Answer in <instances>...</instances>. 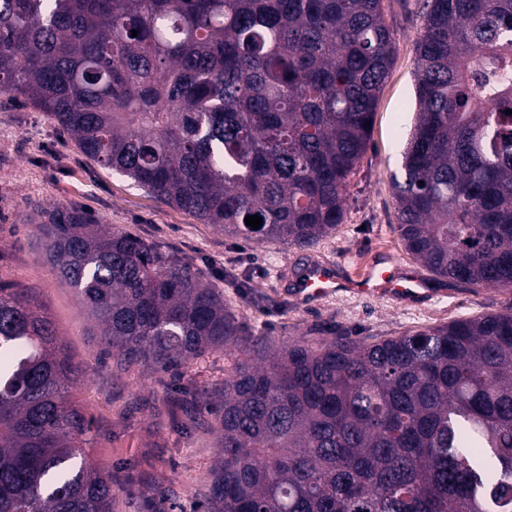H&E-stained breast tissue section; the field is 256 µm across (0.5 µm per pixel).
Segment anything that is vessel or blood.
<instances>
[{"instance_id":"obj_1","label":"vessel or blood","mask_w":512,"mask_h":512,"mask_svg":"<svg viewBox=\"0 0 512 512\" xmlns=\"http://www.w3.org/2000/svg\"><path fill=\"white\" fill-rule=\"evenodd\" d=\"M346 287L361 295L385 294L397 302H411L427 295L425 280L396 262L386 259L371 274L358 282H345L335 266L312 264L300 276L299 291L303 298L318 300Z\"/></svg>"}]
</instances>
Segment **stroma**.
I'll list each match as a JSON object with an SVG mask.
<instances>
[{
    "mask_svg": "<svg viewBox=\"0 0 512 512\" xmlns=\"http://www.w3.org/2000/svg\"><path fill=\"white\" fill-rule=\"evenodd\" d=\"M422 0H382L395 38L393 67L378 93L369 147L350 176L342 224L314 247L224 235L166 205L131 179L85 156L20 93L0 91V279L33 289L68 353L87 374L76 389L96 435L88 453L112 474V512H192L202 501L218 450L182 406V388L222 385L235 358L213 352L177 372L150 366L120 371L99 353L93 324L73 288L45 263L30 216L34 205L83 208L100 223L181 255L220 288L247 332L278 347L317 343L334 330L373 343L452 320L512 309V291L479 292L426 275L436 294L422 304L344 290L301 300L297 275L308 264H334L359 278L382 258L416 262L398 232L392 179L415 121V49L424 31Z\"/></svg>",
    "mask_w": 512,
    "mask_h": 512,
    "instance_id": "35a3bbf8",
    "label": "stroma"
}]
</instances>
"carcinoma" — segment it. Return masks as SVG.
<instances>
[{"label": "carcinoma", "mask_w": 512, "mask_h": 512, "mask_svg": "<svg viewBox=\"0 0 512 512\" xmlns=\"http://www.w3.org/2000/svg\"><path fill=\"white\" fill-rule=\"evenodd\" d=\"M381 2L0 0V91L160 202L306 248L343 222L369 145L394 61ZM424 8L397 232L435 278L511 291L512 0ZM30 223L117 369L240 355L222 387L182 391L216 436L203 512H512L511 310L272 351L154 242L80 207ZM84 375L31 289L0 279V512H112Z\"/></svg>", "instance_id": "obj_1"}]
</instances>
